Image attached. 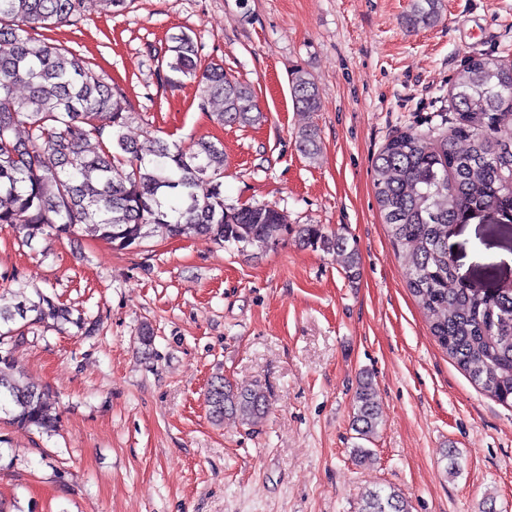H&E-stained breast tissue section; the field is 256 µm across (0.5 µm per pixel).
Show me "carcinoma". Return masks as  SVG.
<instances>
[{
  "label": "carcinoma",
  "mask_w": 512,
  "mask_h": 512,
  "mask_svg": "<svg viewBox=\"0 0 512 512\" xmlns=\"http://www.w3.org/2000/svg\"><path fill=\"white\" fill-rule=\"evenodd\" d=\"M83 0H0V225L32 248L52 237L84 232L118 251H133L151 237L205 235L215 244L268 248L292 231L298 240L340 254L356 278L357 249L345 234L322 224L290 228L269 204H228L224 198L223 147L201 140L193 147L150 137L128 139L133 112L124 91L101 81L80 57L35 32L81 16ZM439 18V0H416L407 26L428 27ZM169 75L176 84L198 83V109L219 126L250 127L263 120L252 88L203 63L192 34L169 36ZM22 87L26 94H16ZM302 112L319 111L316 84L302 71L291 77ZM459 121L430 143L407 130L390 138L372 158L377 204L394 245L409 256L407 286L424 310L432 336L454 363L489 397L512 403V285L491 290L468 285L448 257V232L489 210L512 224V64L485 55L469 60L452 82ZM106 116L108 126L98 124ZM27 129V139L15 136ZM109 134H104L105 128ZM97 140V148L85 144ZM300 153L315 158L318 134L297 137ZM0 292V346L36 326L85 322L58 298L27 282ZM205 403L209 418L229 416L252 428L268 408L257 385L239 389L218 377ZM0 414L7 423L38 430L60 420L45 390L16 376L10 352H0ZM382 411L370 378L359 380L353 403L355 432L373 437ZM359 512H409L396 489H369Z\"/></svg>",
  "instance_id": "obj_1"
}]
</instances>
